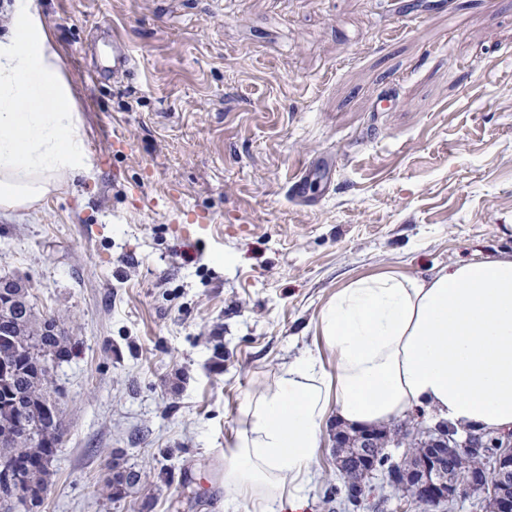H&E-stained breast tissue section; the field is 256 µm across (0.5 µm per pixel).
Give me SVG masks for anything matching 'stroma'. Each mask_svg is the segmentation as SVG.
I'll use <instances>...</instances> for the list:
<instances>
[{"label": "stroma", "mask_w": 512, "mask_h": 512, "mask_svg": "<svg viewBox=\"0 0 512 512\" xmlns=\"http://www.w3.org/2000/svg\"><path fill=\"white\" fill-rule=\"evenodd\" d=\"M400 3L35 0L93 176L0 210V277L76 344L33 512H254L224 495L240 401L316 349L336 290L512 252V0ZM114 25L137 67L89 79ZM332 448L303 512H340ZM115 463L140 476L118 501ZM331 166L332 161L329 159L304 161L295 175L288 181L286 193L289 199L295 204H302L303 194L308 185L321 174H324L327 168L330 170Z\"/></svg>", "instance_id": "1"}]
</instances>
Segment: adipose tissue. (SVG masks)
<instances>
[{
    "label": "adipose tissue",
    "mask_w": 512,
    "mask_h": 512,
    "mask_svg": "<svg viewBox=\"0 0 512 512\" xmlns=\"http://www.w3.org/2000/svg\"><path fill=\"white\" fill-rule=\"evenodd\" d=\"M85 127L56 45L28 0L0 38V210L30 211L89 175ZM325 353L240 402L224 493L301 512L328 418L379 428L435 409L457 427L512 430V252L429 273L350 280L323 307Z\"/></svg>",
    "instance_id": "ef3b65f1"
}]
</instances>
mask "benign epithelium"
<instances>
[{
    "instance_id": "obj_1",
    "label": "benign epithelium",
    "mask_w": 512,
    "mask_h": 512,
    "mask_svg": "<svg viewBox=\"0 0 512 512\" xmlns=\"http://www.w3.org/2000/svg\"><path fill=\"white\" fill-rule=\"evenodd\" d=\"M429 435L430 447L414 456L405 452L398 467L389 475L392 486L403 492L412 491L423 496L434 505L444 504L448 508L473 494L492 499L496 512H512V431H488L466 436L444 422L425 429ZM378 432L358 430L351 435L336 433V468L345 473L344 464L348 460L356 462L357 470L347 482L344 500L354 508L361 507L369 499V487L377 464V452L382 449L377 440ZM499 448V453L490 462L473 465L471 460L485 454L490 445ZM468 462L462 476L457 477L448 469V449ZM24 466L8 459L0 460V476L9 480L15 510L21 512L31 502L30 496L23 495L21 481Z\"/></svg>"
}]
</instances>
